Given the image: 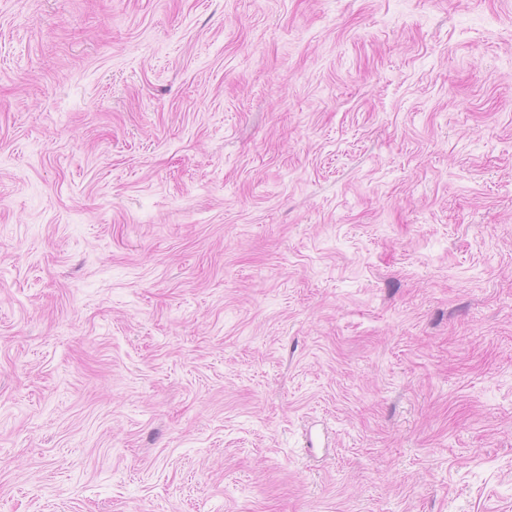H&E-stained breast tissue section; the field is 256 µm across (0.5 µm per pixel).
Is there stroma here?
<instances>
[{"mask_svg":"<svg viewBox=\"0 0 512 512\" xmlns=\"http://www.w3.org/2000/svg\"><path fill=\"white\" fill-rule=\"evenodd\" d=\"M0 512H512V0H0Z\"/></svg>","mask_w":512,"mask_h":512,"instance_id":"obj_1","label":"stroma"}]
</instances>
